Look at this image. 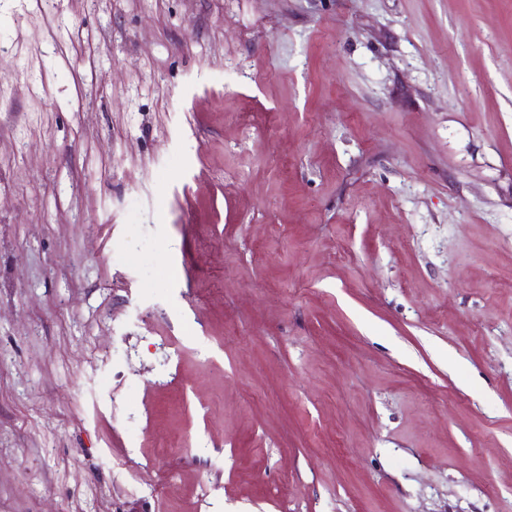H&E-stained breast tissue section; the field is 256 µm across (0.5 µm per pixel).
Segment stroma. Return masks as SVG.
<instances>
[{
  "mask_svg": "<svg viewBox=\"0 0 512 512\" xmlns=\"http://www.w3.org/2000/svg\"><path fill=\"white\" fill-rule=\"evenodd\" d=\"M0 512H512V0H0Z\"/></svg>",
  "mask_w": 512,
  "mask_h": 512,
  "instance_id": "stroma-1",
  "label": "stroma"
}]
</instances>
